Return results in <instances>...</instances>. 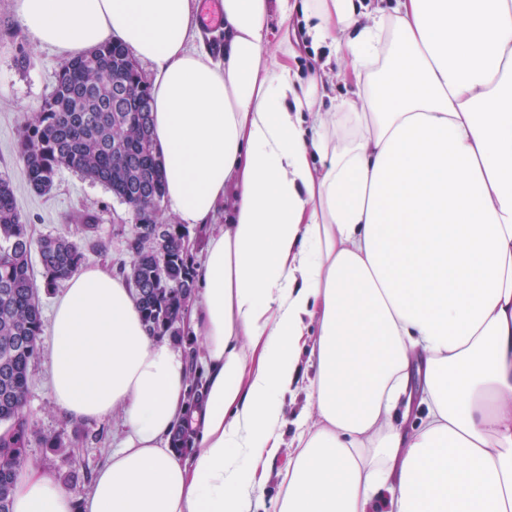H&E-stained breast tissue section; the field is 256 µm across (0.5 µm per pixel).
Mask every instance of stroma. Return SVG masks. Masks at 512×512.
Instances as JSON below:
<instances>
[{"instance_id": "35a3bbf8", "label": "stroma", "mask_w": 512, "mask_h": 512, "mask_svg": "<svg viewBox=\"0 0 512 512\" xmlns=\"http://www.w3.org/2000/svg\"><path fill=\"white\" fill-rule=\"evenodd\" d=\"M23 57L28 60L24 66L19 63ZM62 63L57 50L39 43L23 29L14 11V0H0V177L11 179L18 209L33 238L68 235L83 247L85 266L100 267L118 276L132 258L128 240L135 220L129 207L105 186L69 170L61 171L46 193L32 189L22 175L23 127L49 96ZM82 210L98 216V235L104 250L90 248L86 235L75 223V214ZM51 340V334H44L40 354L30 367L24 407L29 424L27 453L36 466L59 479H67L74 470L84 474V481L72 486L73 493L81 496L89 493L94 475L112 451L120 448L126 427L117 411L84 421L66 419L56 411L50 379ZM315 378V368L302 365L297 383L285 395L275 453L257 465L248 457L238 460L242 469L256 472L254 486L248 491L253 512L277 510L284 490L282 479L295 455L297 417L315 412L311 398ZM48 435L54 437L55 446L46 445L44 438Z\"/></svg>"}]
</instances>
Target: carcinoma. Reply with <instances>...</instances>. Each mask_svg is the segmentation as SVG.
<instances>
[{
  "mask_svg": "<svg viewBox=\"0 0 512 512\" xmlns=\"http://www.w3.org/2000/svg\"><path fill=\"white\" fill-rule=\"evenodd\" d=\"M151 100L129 50L105 42L61 65L49 98L24 125L21 159L25 179L38 192L50 191L68 169L121 200L132 192L145 194L135 203L139 235L127 278L148 334L179 338L197 274L181 246L183 225L162 223L165 179ZM78 220L92 248L103 249L97 216L82 213ZM34 246L47 289L68 280L85 259L79 244L65 235L33 242L10 181L0 178V512H12L14 482L28 464V423L20 413L43 335L31 275Z\"/></svg>",
  "mask_w": 512,
  "mask_h": 512,
  "instance_id": "cac0c4a2",
  "label": "carcinoma"
}]
</instances>
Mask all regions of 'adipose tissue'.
Returning a JSON list of instances; mask_svg holds the SVG:
<instances>
[{"instance_id": "ef3b65f1", "label": "adipose tissue", "mask_w": 512, "mask_h": 512, "mask_svg": "<svg viewBox=\"0 0 512 512\" xmlns=\"http://www.w3.org/2000/svg\"><path fill=\"white\" fill-rule=\"evenodd\" d=\"M222 7L217 62L188 47L192 0H15L65 58L111 40L153 63L180 223H210L231 186L236 204L199 271L196 406L183 354L147 334L125 281L70 278L54 404L71 420L121 412L126 434L85 496L22 471L13 512H245L236 454L260 456L304 359L317 419L278 512H512V0ZM298 10L311 45L373 78L335 111L319 106L330 60L305 80L268 48L271 17Z\"/></svg>"}]
</instances>
